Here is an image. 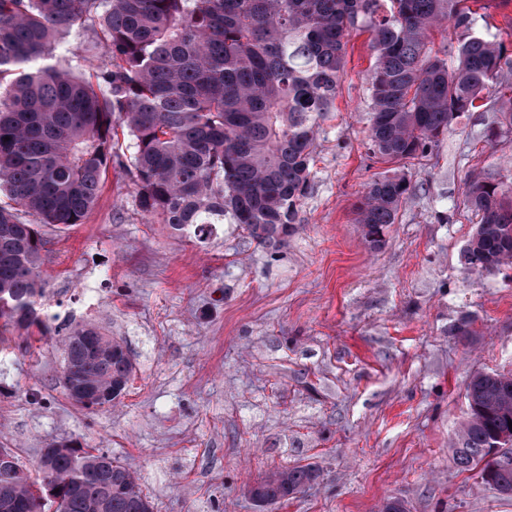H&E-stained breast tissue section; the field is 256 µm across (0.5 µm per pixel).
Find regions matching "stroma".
<instances>
[{"label":"stroma","mask_w":512,"mask_h":512,"mask_svg":"<svg viewBox=\"0 0 512 512\" xmlns=\"http://www.w3.org/2000/svg\"><path fill=\"white\" fill-rule=\"evenodd\" d=\"M369 42L348 39L278 248L228 221L174 235L115 168L84 223L44 228L46 312L121 342L134 374L119 402L88 411L66 396L57 336L0 349V445L28 471L67 439L107 449L155 512H512L452 452L472 374L512 373V269L481 276L460 259L475 225L466 179L506 175L512 141L487 138L494 98L457 118L402 164L413 189L369 249L356 208L389 168L368 150ZM463 324L471 335H456ZM295 466L316 482L281 504L250 499L258 477Z\"/></svg>","instance_id":"obj_1"}]
</instances>
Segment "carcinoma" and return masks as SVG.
<instances>
[{
  "instance_id": "carcinoma-1",
  "label": "carcinoma",
  "mask_w": 512,
  "mask_h": 512,
  "mask_svg": "<svg viewBox=\"0 0 512 512\" xmlns=\"http://www.w3.org/2000/svg\"><path fill=\"white\" fill-rule=\"evenodd\" d=\"M466 0H0V341L4 333H58L44 313L48 240L38 229L84 223L107 172L117 166L139 208L181 237L201 239L228 217L260 244L291 235L310 184L319 122L335 106L351 32H371L368 77L372 153L419 159L462 114L512 72V51L474 31ZM448 21L460 30L455 62L430 39ZM89 26L108 60L90 75L55 61L59 40ZM490 141L512 133V96L501 94ZM126 132V151L118 131ZM10 140H5V137ZM411 191L406 174L376 176L357 208L372 248L396 223ZM464 206L477 218L461 259L479 274L512 267V180L470 177ZM61 375L90 384L85 410L111 406L133 363L97 327L61 338ZM468 416L453 453L464 471L494 468L493 487L512 496V375L478 372L467 386ZM315 480L310 467L249 486L268 505ZM144 493L102 448L73 441L41 449L36 477L0 445V512H136Z\"/></svg>"
}]
</instances>
